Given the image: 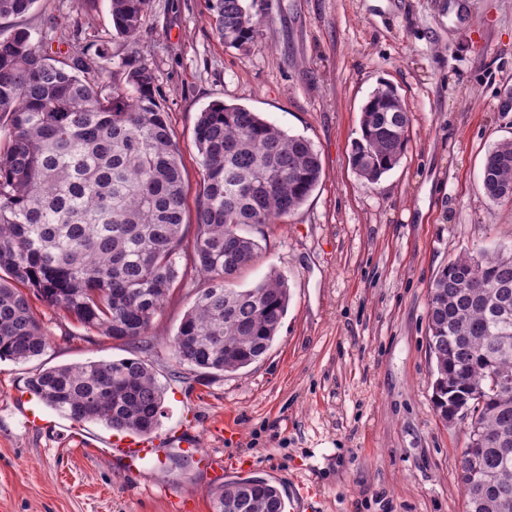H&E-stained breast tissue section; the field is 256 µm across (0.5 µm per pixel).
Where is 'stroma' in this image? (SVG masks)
<instances>
[{
    "instance_id": "stroma-1",
    "label": "stroma",
    "mask_w": 512,
    "mask_h": 512,
    "mask_svg": "<svg viewBox=\"0 0 512 512\" xmlns=\"http://www.w3.org/2000/svg\"><path fill=\"white\" fill-rule=\"evenodd\" d=\"M259 21L237 49L213 33L204 0H150L137 46L115 36L110 0H37L28 23L64 19L66 42L97 35L113 63L138 52L155 71L189 184L194 223L202 169L193 142L209 103H237L309 139L323 177L307 201L251 228L260 258L288 283V312L259 362L222 376L180 365L168 345L188 309L172 295L149 333L129 343L79 328L40 302L50 343L28 362H0V512H211L210 493L237 478L280 488L286 512H466L458 480L467 426L433 404L427 346L430 285L449 258L512 255V202L482 187L488 150L512 139V0H244ZM393 85L410 117L398 165L370 185L353 170L361 108ZM143 359L166 389L161 437L195 415L215 470L130 474L106 451L110 429L48 412L23 428L13 400L39 369ZM309 491L308 503L296 498Z\"/></svg>"
}]
</instances>
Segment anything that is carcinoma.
<instances>
[{
  "label": "carcinoma",
  "instance_id": "obj_1",
  "mask_svg": "<svg viewBox=\"0 0 512 512\" xmlns=\"http://www.w3.org/2000/svg\"><path fill=\"white\" fill-rule=\"evenodd\" d=\"M38 0H0V361L25 363L49 343L29 295L88 331L131 342L150 330L177 289L192 295L170 340L179 363L233 373L272 347L288 308L275 272L252 288L237 279L260 250L246 227L296 211L322 177L313 144L239 104L214 101L199 114L194 144L203 184L195 223L184 222L181 151L158 100L156 74L130 56L108 67L109 43L53 50L58 23L37 42L23 23ZM149 0H110L115 35L137 43ZM216 36L253 42L258 21L243 0H208ZM404 104L376 95L361 109L350 161L371 184L393 169L409 141ZM492 202L512 200V139L483 164ZM203 280L204 288H195ZM437 413L483 390L468 424L484 441L460 480L467 512H512V256L479 251L439 270L427 308ZM29 387L46 407L116 432L151 434L165 387L141 359L86 361L40 370ZM212 512H284L280 490L258 478L225 482Z\"/></svg>",
  "mask_w": 512,
  "mask_h": 512
}]
</instances>
